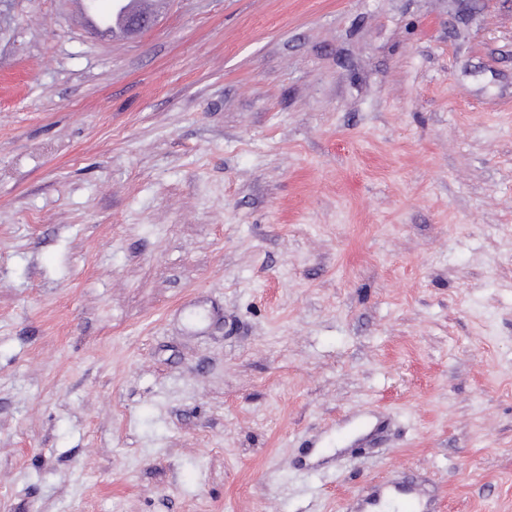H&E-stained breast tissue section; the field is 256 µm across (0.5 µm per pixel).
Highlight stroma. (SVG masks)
Listing matches in <instances>:
<instances>
[{
  "instance_id": "obj_1",
  "label": "stroma",
  "mask_w": 512,
  "mask_h": 512,
  "mask_svg": "<svg viewBox=\"0 0 512 512\" xmlns=\"http://www.w3.org/2000/svg\"><path fill=\"white\" fill-rule=\"evenodd\" d=\"M512 512V0H0V512Z\"/></svg>"
}]
</instances>
